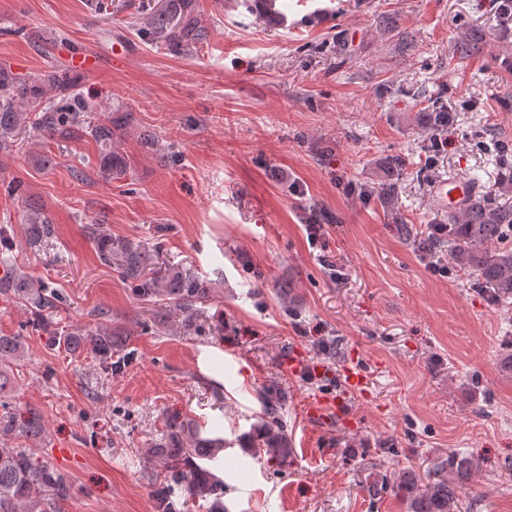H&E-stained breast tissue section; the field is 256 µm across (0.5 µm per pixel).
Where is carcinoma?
I'll use <instances>...</instances> for the list:
<instances>
[{
	"label": "carcinoma",
	"instance_id": "obj_1",
	"mask_svg": "<svg viewBox=\"0 0 512 512\" xmlns=\"http://www.w3.org/2000/svg\"><path fill=\"white\" fill-rule=\"evenodd\" d=\"M275 3L276 0H245L244 6L275 21L279 17ZM139 32L150 42L181 49H197L209 37L208 28L192 16L191 0H165L161 7L149 13ZM49 88L65 103L66 111L47 103L45 96ZM71 89L67 75L56 70L47 76L20 79L0 69V144L19 136L28 116L35 127L54 137L69 134L79 123L80 114L98 111L88 100L72 96ZM90 127L92 138L100 145V177L106 182L123 178L128 163L120 144L128 127L127 115L109 111ZM378 196L390 213H396L395 182L383 183ZM25 224L27 244L34 249L52 236L51 218L40 206H26ZM446 232L451 256L460 269L474 276L475 284L504 299L512 297V245L506 244L512 237L511 203L499 202L478 189L461 210L448 211ZM87 233L95 241L100 259L117 266L137 296L167 300L185 313L195 311L197 305L209 300V289L204 282L173 268L153 267L150 254L140 245L112 238L98 223L88 225ZM0 295L24 302L34 324L44 330L50 326V310L57 307L60 299L48 284L18 267L13 269L11 279L0 281ZM63 342L72 352L91 350L104 364L110 363L112 356L123 352L126 346L123 334L107 327L69 329ZM22 352L23 337L0 336V438L20 435L36 440L44 433L42 416L32 410L25 414L13 411L1 395L9 380L8 368ZM282 397L284 393L276 387L263 391L262 400L269 418H277V405ZM240 442L252 455L264 454L280 461L288 459L291 452L287 438L268 421L241 436ZM223 448L224 440L205 438L192 425L170 421L164 443L149 449V453L168 473V481L184 489V498H210V512H224V481L201 464V460L213 457ZM397 489L409 502L410 512H456L460 486L453 479L424 483L412 476H402ZM71 492L72 482L65 473L35 461L25 448L0 445V512H60V504Z\"/></svg>",
	"mask_w": 512,
	"mask_h": 512
}]
</instances>
